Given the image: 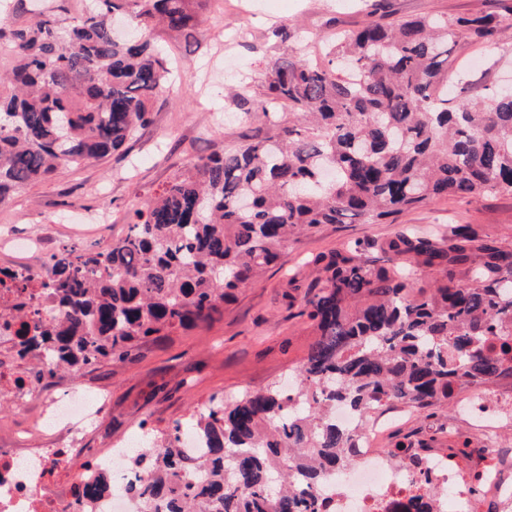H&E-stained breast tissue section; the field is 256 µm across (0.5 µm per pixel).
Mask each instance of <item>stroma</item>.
Listing matches in <instances>:
<instances>
[{
    "mask_svg": "<svg viewBox=\"0 0 512 512\" xmlns=\"http://www.w3.org/2000/svg\"><path fill=\"white\" fill-rule=\"evenodd\" d=\"M366 0H193L199 21L191 38L160 34L159 42L180 66L181 90L154 102L152 122L129 141L127 156L111 157L50 180L22 187L0 206V237L25 235L44 239L50 252L63 246L85 247L94 237L75 238L79 216L108 209L113 237L127 231V213L161 193L183 163L194 155L233 148L272 134L264 117L244 124L235 117L240 98H265V76L277 60L315 59L317 39L350 31L365 19ZM498 0H386L393 18L423 15L448 17L486 13ZM288 25L291 37L280 41L272 30ZM450 70H467L465 96L478 102L512 73V28L502 30L495 54L461 40L449 54ZM468 224L480 238L512 250V196L442 197L398 213L393 222L353 220L326 224L313 234L289 242L283 266L245 284L224 315L211 325L177 329L153 336L122 362L102 361L80 377L61 372L54 386L79 385L110 394L108 410L88 428L86 447L107 442L147 444L187 423L211 397L230 398L274 384H294L314 335L305 318L284 297L289 269L312 256L347 243L383 240L398 229L447 232ZM476 387L458 391L452 404L413 409L383 405L374 416L386 421L381 447L425 446L437 450L476 447L479 436L467 419L465 401Z\"/></svg>",
    "mask_w": 512,
    "mask_h": 512,
    "instance_id": "stroma-1",
    "label": "stroma"
}]
</instances>
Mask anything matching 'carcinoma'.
<instances>
[{"label": "carcinoma", "instance_id": "cac0c4a2", "mask_svg": "<svg viewBox=\"0 0 512 512\" xmlns=\"http://www.w3.org/2000/svg\"><path fill=\"white\" fill-rule=\"evenodd\" d=\"M75 16L0 25V204L20 187L119 152L151 123L176 72L154 33L187 34L188 0H86ZM512 6L479 15L388 20L321 39L314 61L275 62L257 113L261 141L188 160L163 194L128 216L125 236L70 247L40 280L56 314L18 310L16 354L52 375L126 359L149 336L212 324L236 291L281 258L289 239L347 218L381 223L441 196L512 195V90L448 106L449 45L498 48ZM288 107V124H278ZM289 275L315 340L291 391L270 386L192 415L128 455L123 491L137 512H330L318 487L355 462L336 406L448 404L458 389L512 378V252L467 224L313 256ZM429 270L432 281L419 283ZM107 472L75 497L113 492Z\"/></svg>", "mask_w": 512, "mask_h": 512}]
</instances>
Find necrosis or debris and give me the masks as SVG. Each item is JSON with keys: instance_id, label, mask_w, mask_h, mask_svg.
I'll list each match as a JSON object with an SVG mask.
<instances>
[{"instance_id": "4bbe7bcc", "label": "necrosis or debris", "mask_w": 512, "mask_h": 512, "mask_svg": "<svg viewBox=\"0 0 512 512\" xmlns=\"http://www.w3.org/2000/svg\"><path fill=\"white\" fill-rule=\"evenodd\" d=\"M41 240L18 236L0 240V266L14 276L34 279L43 272ZM11 335L0 330V395L13 399L24 425L0 419L7 444L0 446V512H134L132 501L122 494L83 509L71 488L47 485V469L70 471L78 445L88 425L109 404L105 393L87 394L71 389L57 395L37 392L38 374L45 370L41 358L16 361L9 349ZM512 410V402L493 396H477L469 413L481 432V445L466 465L451 462L443 454L430 455L420 469L397 466L379 442L385 424L362 422L352 412L340 411L336 420L359 433L358 458L353 467L329 473L321 490L333 512H395L411 496L427 497L432 512H477L478 501L498 505L512 502V468L497 454L495 419ZM53 447H40L43 439Z\"/></svg>"}]
</instances>
